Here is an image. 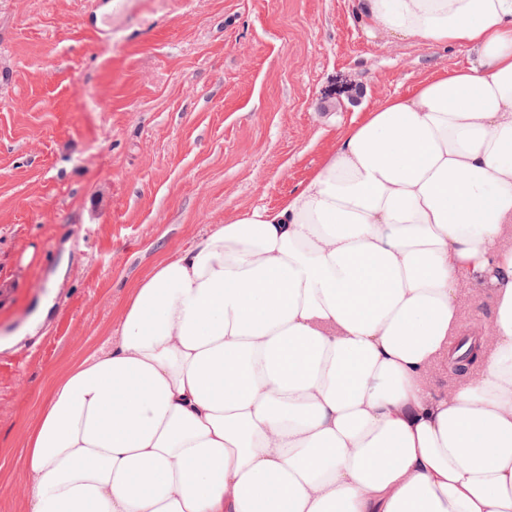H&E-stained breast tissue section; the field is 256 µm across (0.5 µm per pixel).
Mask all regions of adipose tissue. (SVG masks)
I'll return each instance as SVG.
<instances>
[{
    "instance_id": "adipose-tissue-1",
    "label": "adipose tissue",
    "mask_w": 512,
    "mask_h": 512,
    "mask_svg": "<svg viewBox=\"0 0 512 512\" xmlns=\"http://www.w3.org/2000/svg\"><path fill=\"white\" fill-rule=\"evenodd\" d=\"M467 45L278 207L162 260L51 385L23 512H512V0H355ZM477 376L433 392L463 291ZM492 306L487 299H473L469 302L463 321V334L484 329L491 321Z\"/></svg>"
}]
</instances>
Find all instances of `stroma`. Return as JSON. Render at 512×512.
Masks as SVG:
<instances>
[{
    "label": "stroma",
    "instance_id": "35a3bbf8",
    "mask_svg": "<svg viewBox=\"0 0 512 512\" xmlns=\"http://www.w3.org/2000/svg\"><path fill=\"white\" fill-rule=\"evenodd\" d=\"M105 10L0 0V512H21L49 383L155 264L279 206L363 109L475 59L382 35L354 0Z\"/></svg>",
    "mask_w": 512,
    "mask_h": 512
}]
</instances>
